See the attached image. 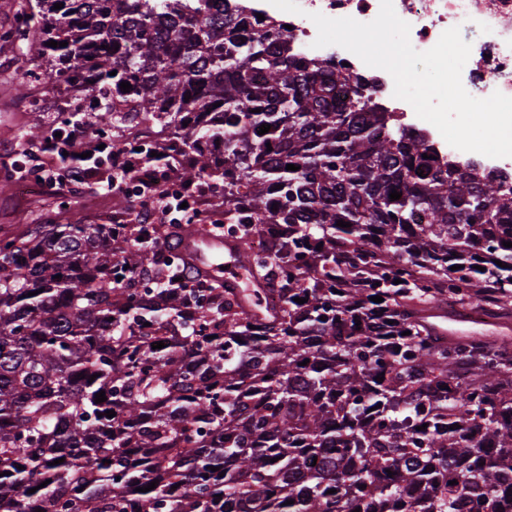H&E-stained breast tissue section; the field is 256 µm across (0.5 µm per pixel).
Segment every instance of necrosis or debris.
Returning a JSON list of instances; mask_svg holds the SVG:
<instances>
[{
    "mask_svg": "<svg viewBox=\"0 0 512 512\" xmlns=\"http://www.w3.org/2000/svg\"><path fill=\"white\" fill-rule=\"evenodd\" d=\"M298 4L302 9L298 15L281 11L268 0H226L224 10L251 19L261 14L266 22L289 26L293 55L336 63L344 66L350 77L364 79L387 111L393 112L402 125L423 135L438 156H446L451 147L438 130L419 119L409 103L394 98L389 73L368 67L342 47L313 45L317 28L310 19L312 13L366 23L377 16L380 0H298ZM393 4L397 15L410 24V41L416 50H429L445 30L454 26L473 32L471 54L462 71L465 89L481 99L496 91L512 96V0H393Z\"/></svg>",
    "mask_w": 512,
    "mask_h": 512,
    "instance_id": "1",
    "label": "necrosis or debris"
}]
</instances>
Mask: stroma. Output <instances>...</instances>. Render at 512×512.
<instances>
[{
  "label": "stroma",
  "instance_id": "35a3bbf8",
  "mask_svg": "<svg viewBox=\"0 0 512 512\" xmlns=\"http://www.w3.org/2000/svg\"><path fill=\"white\" fill-rule=\"evenodd\" d=\"M28 0H0V170L52 167L51 156L27 147L25 133L34 127H59L72 113L90 109L87 99L66 92L45 73L34 46L14 38ZM133 205L121 194L101 195L78 183L43 184L33 193L12 187L0 192V225L121 224Z\"/></svg>",
  "mask_w": 512,
  "mask_h": 512
}]
</instances>
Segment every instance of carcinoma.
<instances>
[{
    "mask_svg": "<svg viewBox=\"0 0 512 512\" xmlns=\"http://www.w3.org/2000/svg\"><path fill=\"white\" fill-rule=\"evenodd\" d=\"M210 2L34 0L17 31L99 125L134 112L146 159L224 183L247 277L158 287L146 224L0 228V512H512V340L430 322L512 317L507 175L431 163L368 85Z\"/></svg>",
    "mask_w": 512,
    "mask_h": 512,
    "instance_id": "carcinoma-1",
    "label": "carcinoma"
}]
</instances>
